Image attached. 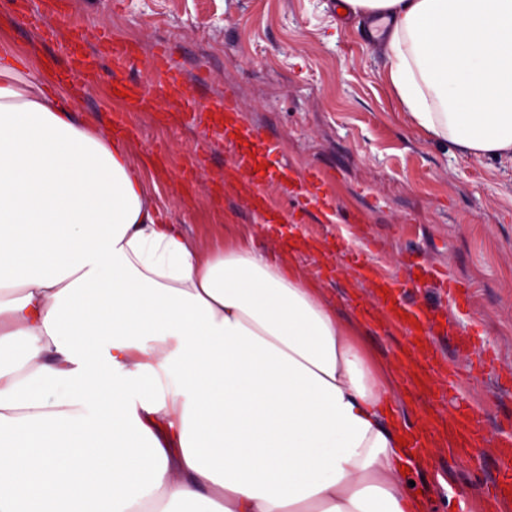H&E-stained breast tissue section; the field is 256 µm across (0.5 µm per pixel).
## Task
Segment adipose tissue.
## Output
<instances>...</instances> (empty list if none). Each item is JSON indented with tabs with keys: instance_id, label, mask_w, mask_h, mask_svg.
<instances>
[{
	"instance_id": "1",
	"label": "adipose tissue",
	"mask_w": 512,
	"mask_h": 512,
	"mask_svg": "<svg viewBox=\"0 0 512 512\" xmlns=\"http://www.w3.org/2000/svg\"><path fill=\"white\" fill-rule=\"evenodd\" d=\"M420 135L512 161V0H345ZM0 46V512H424L397 388L252 234L204 252Z\"/></svg>"
}]
</instances>
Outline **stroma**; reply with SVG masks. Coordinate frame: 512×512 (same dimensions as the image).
I'll return each instance as SVG.
<instances>
[{"label": "stroma", "instance_id": "1", "mask_svg": "<svg viewBox=\"0 0 512 512\" xmlns=\"http://www.w3.org/2000/svg\"><path fill=\"white\" fill-rule=\"evenodd\" d=\"M338 7L339 0H69L66 17L50 20L58 42L42 44L12 15L10 0H0V43L25 50L24 65L46 85L64 82L77 119L101 132L120 108L109 92V63L100 60L96 75L86 78L65 67L59 46L76 24L92 38L106 31L139 42L143 52L125 77L143 84L154 109L125 115L137 131L129 142L132 157L156 182L170 223L184 225L212 250L257 221L239 182L224 179L237 147L220 140L208 121L181 125L177 94L232 89L248 121L280 146L262 160L273 199L295 209L279 169L313 166L325 172V190L340 208L368 213L365 224L314 223L301 230L283 224L254 237L267 249L300 236L312 242V250L294 252V261L343 318H359L355 302L366 288L325 279L340 237L384 269H397L410 256L465 279L466 311L449 308L433 288L412 289L408 298L446 318L447 334L434 339L437 354L457 362L458 392L481 412L485 440L473 448L430 449L427 463L409 478L429 498L428 512H483L467 493L493 476L492 447L512 420V388L498 378L512 371V162L464 156L419 135L396 109L375 40ZM159 44L184 75L180 91L159 87L151 76L150 54ZM364 327L360 342L372 363L403 384L408 370L398 356L408 351V337L382 321ZM472 330L496 352V370H470L469 357L458 351L459 338ZM448 410L444 385L434 376L429 387L397 401L395 416L403 431L444 437Z\"/></svg>", "mask_w": 512, "mask_h": 512}]
</instances>
